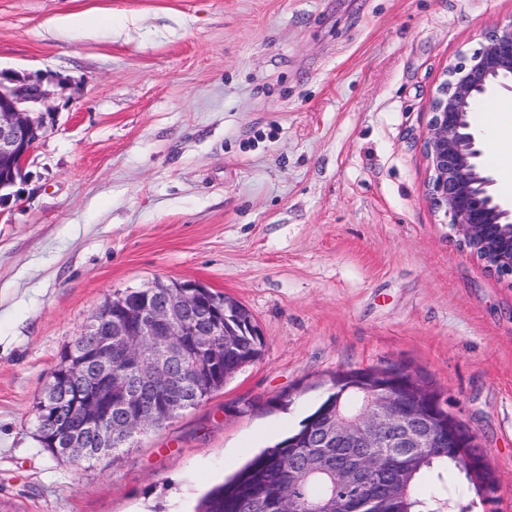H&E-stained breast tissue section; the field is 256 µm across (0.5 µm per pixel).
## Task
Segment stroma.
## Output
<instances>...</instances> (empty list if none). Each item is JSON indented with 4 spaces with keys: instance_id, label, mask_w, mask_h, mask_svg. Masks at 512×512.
Returning <instances> with one entry per match:
<instances>
[{
    "instance_id": "35a3bbf8",
    "label": "stroma",
    "mask_w": 512,
    "mask_h": 512,
    "mask_svg": "<svg viewBox=\"0 0 512 512\" xmlns=\"http://www.w3.org/2000/svg\"><path fill=\"white\" fill-rule=\"evenodd\" d=\"M509 20L512 0H0V71L53 113L0 206V512H194L336 372L389 364L478 433L512 512V281L443 224L423 150L448 66ZM186 280L250 311L261 357L133 447L44 450L36 403L90 317Z\"/></svg>"
}]
</instances>
